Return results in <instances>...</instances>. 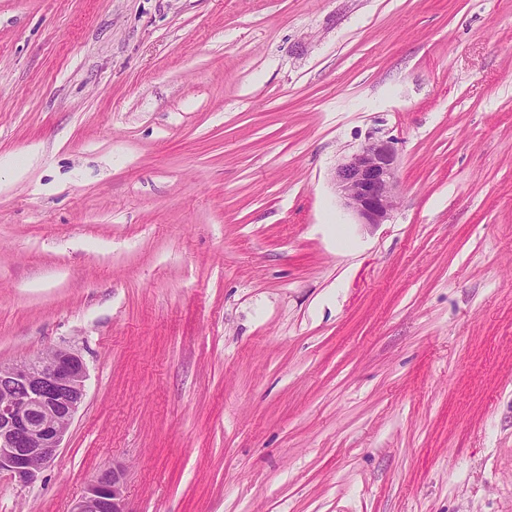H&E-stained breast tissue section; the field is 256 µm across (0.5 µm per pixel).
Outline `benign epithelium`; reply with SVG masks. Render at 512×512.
Listing matches in <instances>:
<instances>
[{
    "instance_id": "obj_1",
    "label": "benign epithelium",
    "mask_w": 512,
    "mask_h": 512,
    "mask_svg": "<svg viewBox=\"0 0 512 512\" xmlns=\"http://www.w3.org/2000/svg\"><path fill=\"white\" fill-rule=\"evenodd\" d=\"M333 182L361 223H387L398 187L393 143L368 139L337 165ZM86 379L81 357L67 349L0 365V471L27 484L54 459L84 401ZM71 512H129L123 466L100 472Z\"/></svg>"
}]
</instances>
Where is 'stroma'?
I'll list each match as a JSON object with an SVG mask.
<instances>
[{"mask_svg": "<svg viewBox=\"0 0 512 512\" xmlns=\"http://www.w3.org/2000/svg\"><path fill=\"white\" fill-rule=\"evenodd\" d=\"M58 348L0 512L116 462L129 512H512V0H0V364ZM333 182L344 205L362 224H386L396 207L398 160L393 143L369 138L335 168ZM86 379L81 357L67 349L0 365V471L27 484L54 459Z\"/></svg>", "mask_w": 512, "mask_h": 512, "instance_id": "35a3bbf8", "label": "stroma"}]
</instances>
